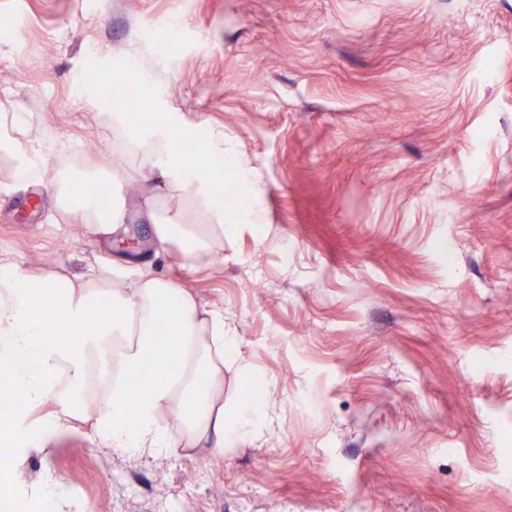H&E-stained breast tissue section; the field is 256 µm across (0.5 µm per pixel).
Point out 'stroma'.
Masks as SVG:
<instances>
[{
	"label": "stroma",
	"mask_w": 512,
	"mask_h": 512,
	"mask_svg": "<svg viewBox=\"0 0 512 512\" xmlns=\"http://www.w3.org/2000/svg\"><path fill=\"white\" fill-rule=\"evenodd\" d=\"M0 253L79 275L110 236L43 186L78 153L135 266L223 312L264 391L258 438L129 459L32 455L71 512H512V0H0ZM179 40L163 53L155 30ZM138 66L159 114L220 129L264 234L218 268L147 242L213 218L113 151L89 66Z\"/></svg>",
	"instance_id": "obj_1"
}]
</instances>
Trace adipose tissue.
I'll return each instance as SVG.
<instances>
[{"mask_svg": "<svg viewBox=\"0 0 512 512\" xmlns=\"http://www.w3.org/2000/svg\"><path fill=\"white\" fill-rule=\"evenodd\" d=\"M115 138L156 171L162 185L217 218L213 224H155L161 245L176 243L184 265L214 260L224 251L226 199L215 191L224 170L235 167L231 137L208 131L209 162L196 171L181 164L175 147L191 134L176 119L132 127L124 113L112 115ZM70 210L84 223L116 234L126 222L125 206L100 208L86 198ZM66 301L62 319L51 306ZM167 323L160 340L157 327ZM38 366L30 372L28 363ZM238 365L243 379L255 371L240 363L237 338L221 313L200 306L181 284L127 263L93 267L70 275L63 261L33 269L12 254H0V396L21 395L24 404L0 418L10 438L1 463L11 482L0 487V512H16L20 497L69 512L70 501L56 494L51 471L34 480L22 477L32 454L49 457L60 441L81 436L102 448L131 455H163L173 448H205L214 454L257 437L265 416L244 405H224V367ZM149 377L150 386L134 411H127L126 382Z\"/></svg>", "mask_w": 512, "mask_h": 512, "instance_id": "ef3b65f1", "label": "adipose tissue"}]
</instances>
